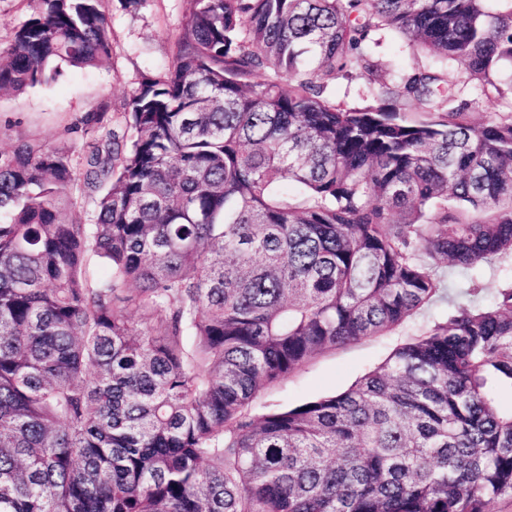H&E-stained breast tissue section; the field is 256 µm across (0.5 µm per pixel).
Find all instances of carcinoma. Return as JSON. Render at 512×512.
I'll return each mask as SVG.
<instances>
[{"label":"carcinoma","mask_w":512,"mask_h":512,"mask_svg":"<svg viewBox=\"0 0 512 512\" xmlns=\"http://www.w3.org/2000/svg\"><path fill=\"white\" fill-rule=\"evenodd\" d=\"M31 2L0 47L1 93L109 59L102 0ZM385 29L442 66L374 78ZM506 64L512 0H189L123 133L77 161L0 149V512H489L512 498L498 400L512 282L486 301L434 271L512 254V111L474 121L458 90H512ZM357 71L369 100L325 97ZM103 119L93 108L79 131ZM94 257L107 277L90 276ZM438 299L446 321L348 390L252 415L316 354Z\"/></svg>","instance_id":"cac0c4a2"}]
</instances>
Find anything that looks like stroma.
I'll return each mask as SVG.
<instances>
[{
  "label": "stroma",
  "mask_w": 512,
  "mask_h": 512,
  "mask_svg": "<svg viewBox=\"0 0 512 512\" xmlns=\"http://www.w3.org/2000/svg\"><path fill=\"white\" fill-rule=\"evenodd\" d=\"M102 4L111 21L108 62L97 68L66 67L46 84L0 96V147L10 149L21 141L35 140L80 155L84 141L71 128L81 116L100 106L105 112V128H122L124 104L141 77L168 67L182 31L187 0H102ZM374 39L371 59L383 80L396 79L403 67L413 63L432 62L398 33L384 30ZM438 272L453 287L478 284L482 297L487 298L512 280V255L496 259L471 277L444 263L439 264ZM444 311L439 302L383 335L324 350L266 387L254 401L253 415L345 391L384 363L397 347L421 335Z\"/></svg>",
  "instance_id": "stroma-1"
}]
</instances>
